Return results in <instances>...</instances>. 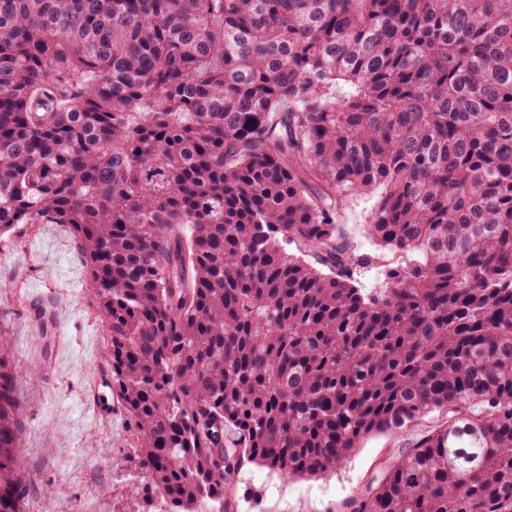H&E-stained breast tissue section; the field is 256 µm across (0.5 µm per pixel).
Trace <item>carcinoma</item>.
Masks as SVG:
<instances>
[{
	"mask_svg": "<svg viewBox=\"0 0 512 512\" xmlns=\"http://www.w3.org/2000/svg\"><path fill=\"white\" fill-rule=\"evenodd\" d=\"M361 194L401 259L369 294ZM18 224L77 241L142 512H228L248 464L327 476L434 412L345 512H512V0H0ZM15 385L0 333V512ZM376 198L370 195L353 197L348 204V224L351 226V237L359 254L374 253L375 247L362 231V224H366Z\"/></svg>",
	"mask_w": 512,
	"mask_h": 512,
	"instance_id": "cac0c4a2",
	"label": "carcinoma"
}]
</instances>
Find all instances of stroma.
<instances>
[{"label":"stroma","mask_w":512,"mask_h":512,"mask_svg":"<svg viewBox=\"0 0 512 512\" xmlns=\"http://www.w3.org/2000/svg\"><path fill=\"white\" fill-rule=\"evenodd\" d=\"M77 243L63 224H20L0 235V328L9 335L21 404L19 466L27 478L24 512H136L118 470L131 439L123 411L94 374L107 345L88 292ZM54 302L60 324L35 332L26 299ZM416 431L376 433L336 472L295 479L285 512H340L384 465L416 438Z\"/></svg>","instance_id":"1"}]
</instances>
